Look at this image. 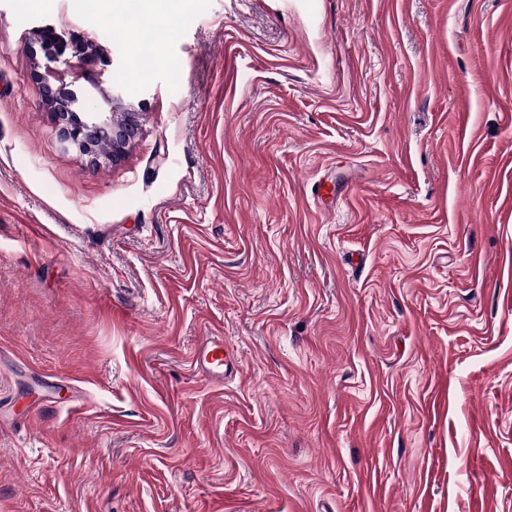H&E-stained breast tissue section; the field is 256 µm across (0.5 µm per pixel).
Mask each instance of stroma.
<instances>
[{
  "mask_svg": "<svg viewBox=\"0 0 512 512\" xmlns=\"http://www.w3.org/2000/svg\"><path fill=\"white\" fill-rule=\"evenodd\" d=\"M155 2L0 0V512H512V0ZM46 24L143 93L118 163ZM69 42L73 53L80 59L81 78L99 90L101 102L93 108L80 104L77 111H73L64 103L70 98L79 104L76 93L64 86L51 85L37 70L32 73L33 80L40 85L43 103L54 113L61 141L96 161V144L99 139L106 137L112 145L107 157L115 164L123 158L127 147L140 132L134 97L123 89L107 90L103 87L106 67L111 65L110 59L106 57L103 60L101 54H96L95 59L89 56L91 45L83 37L71 34ZM55 102H60L61 106L57 108ZM231 359L224 348L223 338H212L200 348L196 364L198 369L212 380L222 382Z\"/></svg>",
  "mask_w": 512,
  "mask_h": 512,
  "instance_id": "stroma-1",
  "label": "stroma"
}]
</instances>
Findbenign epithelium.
I'll return each instance as SVG.
<instances>
[{"instance_id": "7a95c632", "label": "benign epithelium", "mask_w": 512, "mask_h": 512, "mask_svg": "<svg viewBox=\"0 0 512 512\" xmlns=\"http://www.w3.org/2000/svg\"><path fill=\"white\" fill-rule=\"evenodd\" d=\"M36 43L53 60L58 59L59 55L51 54V46L71 44L73 53L80 59L81 78L90 82L101 95V102L95 107L80 104L73 111L65 105V100H78L76 93L64 86H53L39 71L33 72V80L39 85L43 103L54 113L61 141L95 161L96 144L105 137L112 145L108 158L114 164L120 161L127 147L139 135L140 127L134 97L123 89L107 90L103 87L110 60L103 59L101 54L94 58L89 56L90 44L84 38L72 34L66 40L51 26L38 30Z\"/></svg>"}]
</instances>
